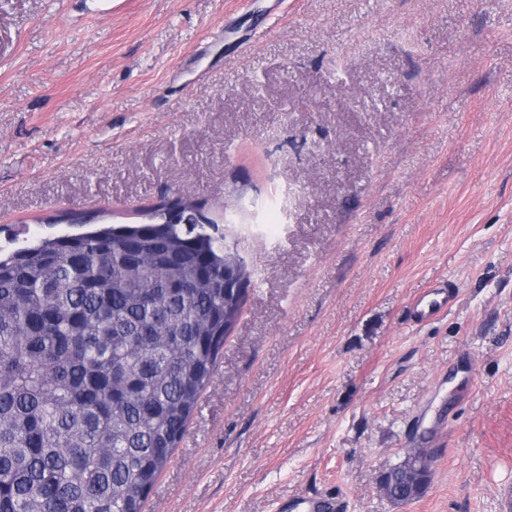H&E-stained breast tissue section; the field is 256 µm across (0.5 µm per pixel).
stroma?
Returning a JSON list of instances; mask_svg holds the SVG:
<instances>
[{"label": "stroma", "mask_w": 512, "mask_h": 512, "mask_svg": "<svg viewBox=\"0 0 512 512\" xmlns=\"http://www.w3.org/2000/svg\"><path fill=\"white\" fill-rule=\"evenodd\" d=\"M164 197L259 283L146 512H512V0H0V243ZM452 284L437 286L432 290H428L422 295L413 309L415 320H424L431 318L445 309L452 306L456 298V292ZM430 297L427 301L426 299ZM417 456L407 457L401 464L387 472L381 483L386 489V496L393 502L404 503L419 496L429 481L431 468L419 469ZM418 495L412 498L413 491Z\"/></svg>", "instance_id": "obj_1"}]
</instances>
